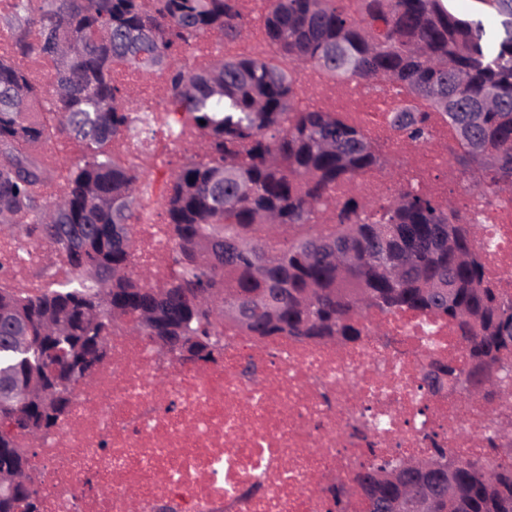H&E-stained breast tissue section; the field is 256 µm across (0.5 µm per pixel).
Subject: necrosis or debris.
Masks as SVG:
<instances>
[{"mask_svg": "<svg viewBox=\"0 0 512 512\" xmlns=\"http://www.w3.org/2000/svg\"><path fill=\"white\" fill-rule=\"evenodd\" d=\"M261 31L227 45L198 38L187 63L199 69L215 55L257 54ZM116 83L131 88L137 109L151 118L144 138L113 143V151L156 169L168 166L191 127L173 129L163 84L127 66ZM316 90L309 106L358 125L418 190L447 198L460 176L449 165L447 125L434 123L429 145L396 138L389 114L405 97L391 87L375 93L361 83L336 88L322 72L302 71ZM462 210L476 215L489 274L512 293V193L486 205L465 190ZM137 260L157 282L170 276L172 242L148 218L134 227ZM47 250L21 237L0 235V281L34 291V268ZM387 328L392 341L368 337L353 347L288 338L260 341L225 328L215 360L187 365L160 353L127 327L114 329L92 386L75 385L67 415L34 447L45 512H157L161 501L178 512H328V487L346 483L366 464L367 449L392 456H426L431 444L457 457L483 456L491 424L512 426V406L456 392L427 396L419 388L431 357L462 359L455 332L433 317L373 314L367 328ZM255 379L242 376L246 363Z\"/></svg>", "mask_w": 512, "mask_h": 512, "instance_id": "obj_1", "label": "necrosis or debris"}]
</instances>
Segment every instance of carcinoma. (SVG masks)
I'll return each mask as SVG.
<instances>
[{"label":"carcinoma","instance_id":"obj_1","mask_svg":"<svg viewBox=\"0 0 512 512\" xmlns=\"http://www.w3.org/2000/svg\"><path fill=\"white\" fill-rule=\"evenodd\" d=\"M503 36L443 0H269L265 56L223 57L191 71V42L245 35L241 0H13L0 14L16 58L49 59L52 108L32 118L43 91L0 59V230L19 232L61 257L70 275L33 293L0 288V512H40L30 472L39 438L65 415L70 390L92 379L106 336L126 324L156 345L185 336L213 359L224 327L252 336L352 344L376 310L429 313L453 324L465 363L429 360L420 389L435 394L464 375L493 381L512 402V296L486 275L477 220L451 199L399 183L387 200L329 193L371 169L398 166L368 135L333 112L300 109L297 76L318 67L336 79L405 90L393 134L429 143L440 118L453 132L448 162L486 202L512 191V0H480ZM118 62L167 76L177 122L203 139L169 170L158 202L173 242L162 285L136 262L132 225L151 199L139 167L112 155V141L145 123L112 80ZM205 124H200V121ZM63 139L83 157L59 192L30 146ZM261 301L245 320H224V295ZM26 340L13 346L12 336ZM375 459L351 478L362 512H388L429 490L436 512H512V468L487 455L448 469H410Z\"/></svg>","mask_w":512,"mask_h":512}]
</instances>
